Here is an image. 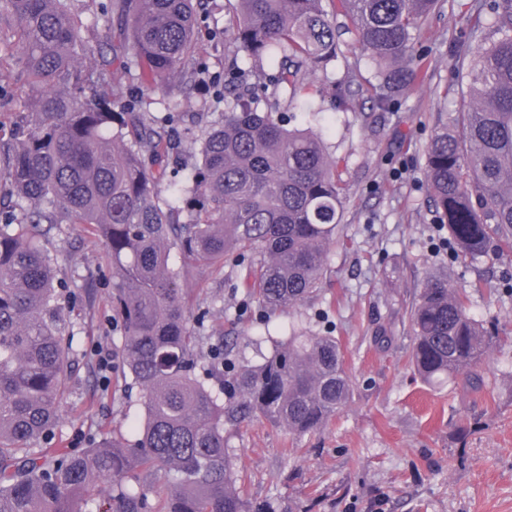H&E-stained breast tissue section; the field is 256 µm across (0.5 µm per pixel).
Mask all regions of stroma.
<instances>
[{
  "label": "stroma",
  "mask_w": 512,
  "mask_h": 512,
  "mask_svg": "<svg viewBox=\"0 0 512 512\" xmlns=\"http://www.w3.org/2000/svg\"><path fill=\"white\" fill-rule=\"evenodd\" d=\"M226 0H213L197 36L195 56L210 71L224 69V49L211 29L231 31ZM469 0H442L422 24L417 50L428 54L415 84L391 111L374 108L369 89L375 67L342 32V53L327 71L308 76L310 102L280 95L293 126L322 133L346 187L337 242L327 259L320 296L264 314L247 305L237 267L215 271L184 260L179 286L198 309H210L211 344L231 358L258 360L266 335L332 332L355 382L348 405L319 431L298 438L264 419L227 435L247 497L271 501L277 512H512V250L460 258L448 245L425 179L426 146L440 120L458 108L449 43L464 23ZM356 94L346 110L330 105L336 82ZM153 117L182 112L192 136L183 158L198 157L196 138L216 115L194 84L158 92ZM58 276L80 299L62 315L75 335L69 391L58 407L55 444L83 448L90 440L126 436L143 417L139 389L120 370L102 372L94 350L115 349L111 279L89 280L109 269L101 239L82 225H63L45 242ZM438 276L466 289L470 313L493 322L501 338L484 354L480 385L460 376L424 384L409 364V314L425 284ZM386 327L389 341L374 332Z\"/></svg>",
  "instance_id": "35a3bbf8"
}]
</instances>
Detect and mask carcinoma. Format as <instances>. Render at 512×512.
<instances>
[{
	"mask_svg": "<svg viewBox=\"0 0 512 512\" xmlns=\"http://www.w3.org/2000/svg\"><path fill=\"white\" fill-rule=\"evenodd\" d=\"M324 2L227 0L234 54L227 72L210 75L194 59L205 0H108L113 27L97 43L83 37L72 0H0L9 18L0 43L20 50L28 87L20 119L0 124V196L17 204L0 210V512H276L241 491L224 433L260 417L304 436L352 398L328 333L269 335L270 353L254 364L222 345L201 361L210 313L192 315L183 269L170 263L173 248L219 269L231 259L251 302L271 313L319 296L345 186L319 134L287 126L274 104L252 106L253 72L239 59L277 63L269 82L305 97L307 71L338 58L341 14L377 68L373 105L387 112L426 64L415 35L439 0H330V12ZM468 21V41L450 53L458 131L446 122L435 131L425 172L462 258L512 249V0L480 4ZM137 61L147 72L117 111L105 83ZM179 77L224 104L191 167L178 163L183 113L168 114L166 135L146 119L156 89ZM162 182L172 187L165 198ZM64 224L89 226L107 246L118 356L145 410L132 440L51 445L74 335L40 238ZM410 325L411 364L430 385L472 371L498 339L446 278L422 289ZM217 377L222 398L209 384ZM104 478L112 498L102 503L90 490Z\"/></svg>",
	"mask_w": 512,
	"mask_h": 512,
	"instance_id": "obj_1",
	"label": "carcinoma"
}]
</instances>
